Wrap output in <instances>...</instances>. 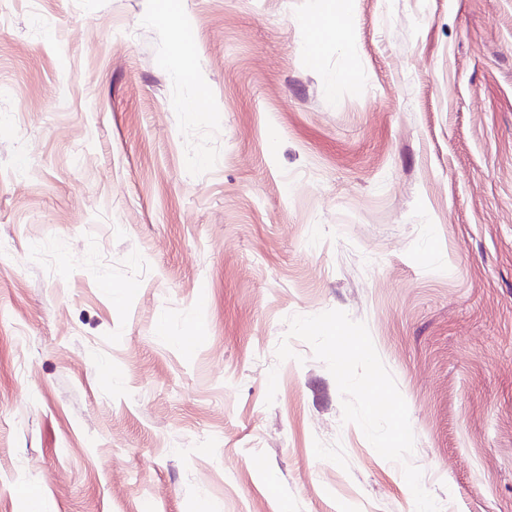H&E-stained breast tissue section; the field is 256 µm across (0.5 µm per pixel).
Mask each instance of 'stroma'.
<instances>
[{
  "mask_svg": "<svg viewBox=\"0 0 512 512\" xmlns=\"http://www.w3.org/2000/svg\"><path fill=\"white\" fill-rule=\"evenodd\" d=\"M155 12L0 0V512H415L310 346L277 359L331 309L441 512H512V0Z\"/></svg>",
  "mask_w": 512,
  "mask_h": 512,
  "instance_id": "obj_1",
  "label": "stroma"
}]
</instances>
